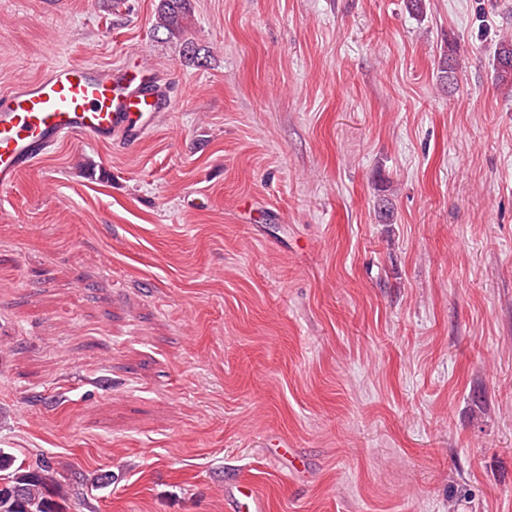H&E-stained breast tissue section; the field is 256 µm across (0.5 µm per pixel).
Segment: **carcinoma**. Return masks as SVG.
<instances>
[{"label": "carcinoma", "mask_w": 512, "mask_h": 512, "mask_svg": "<svg viewBox=\"0 0 512 512\" xmlns=\"http://www.w3.org/2000/svg\"><path fill=\"white\" fill-rule=\"evenodd\" d=\"M190 0H159L156 27L172 38L184 33V21L190 12ZM496 80L512 85V36L505 35L493 60ZM50 458L24 466L16 457L0 448V512H63L59 499L62 484L54 477Z\"/></svg>", "instance_id": "carcinoma-1"}]
</instances>
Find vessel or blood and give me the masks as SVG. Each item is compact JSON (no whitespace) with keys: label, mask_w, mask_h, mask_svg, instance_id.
<instances>
[{"label":"vessel or blood","mask_w":512,"mask_h":512,"mask_svg":"<svg viewBox=\"0 0 512 512\" xmlns=\"http://www.w3.org/2000/svg\"><path fill=\"white\" fill-rule=\"evenodd\" d=\"M172 100L152 68L57 64L19 89L0 92V189L13 187L67 138L131 145ZM225 512H266L241 477L224 483Z\"/></svg>","instance_id":"obj_1"}]
</instances>
